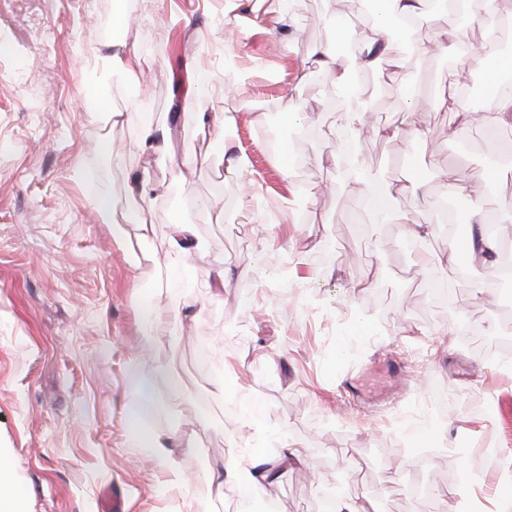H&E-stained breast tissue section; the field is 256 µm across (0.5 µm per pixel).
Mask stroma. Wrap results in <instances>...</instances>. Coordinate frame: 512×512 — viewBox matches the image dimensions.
Returning <instances> with one entry per match:
<instances>
[{
    "label": "stroma",
    "mask_w": 512,
    "mask_h": 512,
    "mask_svg": "<svg viewBox=\"0 0 512 512\" xmlns=\"http://www.w3.org/2000/svg\"><path fill=\"white\" fill-rule=\"evenodd\" d=\"M112 2L0 0V454L28 512H106L116 494L124 512H238L234 491L217 496L209 476L248 472L229 441L259 432L270 450L284 439L306 457L273 492L279 512H316L346 475L344 495L377 512H494L512 452V357L458 334L468 319L487 337L512 333V310L492 306L493 267L467 268L453 308H435L401 225L375 223L361 187L320 190L337 179L342 106L310 51L348 24L345 0H307L287 29L261 13L258 32L227 28L224 0H134L107 38ZM114 45L138 51V79L108 76ZM230 56L253 72L246 98L225 92ZM473 68L418 49L400 69L360 72L387 87L363 117L360 149L388 182L420 169L433 198L487 195L512 250V152L483 118L465 129L442 109H394L409 88L439 94ZM94 101L118 124L91 121ZM148 121L167 122L185 164L157 172L168 189L143 230L127 221L141 204L127 186L152 163L137 147ZM384 124L415 135L377 137ZM265 130L303 182L284 175ZM227 146L248 154L263 199L288 198L272 223L217 163ZM98 196L116 223H99ZM176 224L195 226L199 248L175 271L155 249ZM221 266L235 270L222 284ZM177 273L190 288L175 287ZM146 306L163 314L149 342ZM245 393L266 402L260 430L225 412ZM144 404L154 417L141 428L178 438L175 472L129 434ZM415 481L447 495L411 500Z\"/></svg>",
    "instance_id": "obj_1"
}]
</instances>
